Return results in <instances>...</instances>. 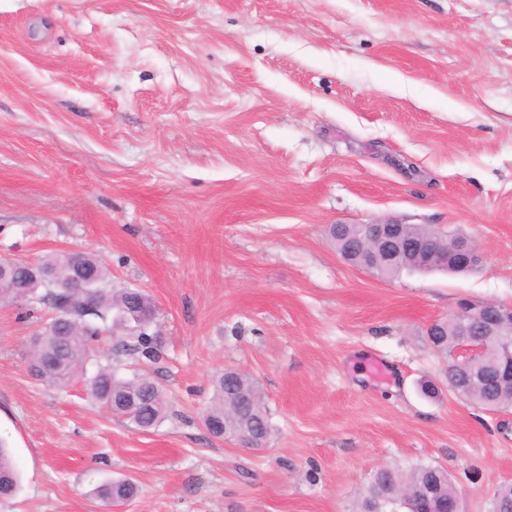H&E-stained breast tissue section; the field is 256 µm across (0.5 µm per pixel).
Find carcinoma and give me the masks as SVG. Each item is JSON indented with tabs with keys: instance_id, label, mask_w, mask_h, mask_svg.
Here are the masks:
<instances>
[{
	"instance_id": "carcinoma-1",
	"label": "carcinoma",
	"mask_w": 512,
	"mask_h": 512,
	"mask_svg": "<svg viewBox=\"0 0 512 512\" xmlns=\"http://www.w3.org/2000/svg\"><path fill=\"white\" fill-rule=\"evenodd\" d=\"M81 260L91 270L93 287L79 291L59 287L66 280L71 262ZM50 272L52 280L34 284L29 288H0V297L34 299L53 310L54 316L45 324L42 331L33 336L34 354L31 359L33 374L49 386H68L77 380H84L90 398L100 403L116 416L126 418L141 430L155 428L163 419L166 406L165 393L161 386L149 377L133 374L120 377L109 366L98 368L96 373L87 376V363L96 355L95 342L106 331V322L114 317L119 322H134L139 327L134 351L139 357L150 362L159 358L156 338L147 333V325L152 314L137 317L138 311L135 289L114 291L108 288V273L98 257L90 253L81 255L65 252L40 263ZM72 320H83L84 330L78 336L62 334L59 315ZM448 389L465 396L479 405L495 402L490 389L469 383L470 375L451 362L448 365ZM245 395L244 414L251 421L253 432L263 443L270 434L268 410L259 384L252 377L240 373L233 376L219 374L213 380V396L203 414V421L220 422L224 411L232 408L240 395ZM497 403V402H495ZM512 407L509 400L497 403L496 409ZM394 481L410 490L403 500L402 507L407 512H417L420 491L430 483H435L438 497L453 503L460 491L452 482L448 471L441 467L423 465L410 474L393 468V474L377 470L370 477L358 502L355 512H385L389 501L388 483ZM18 490V473L8 454L6 443L0 441V497L9 498ZM135 485L125 479L111 481L101 487L99 495L105 504L114 498L128 500L135 494ZM490 512H512V485L500 487L491 500Z\"/></svg>"
}]
</instances>
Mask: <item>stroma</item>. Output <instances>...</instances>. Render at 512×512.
I'll use <instances>...</instances> for the list:
<instances>
[{"mask_svg":"<svg viewBox=\"0 0 512 512\" xmlns=\"http://www.w3.org/2000/svg\"><path fill=\"white\" fill-rule=\"evenodd\" d=\"M460 233L465 275L381 278L333 224ZM96 255L146 292L167 413L143 431L31 374L42 306L0 301V512H353L380 466L512 484V409L449 391L426 331L512 306V0H0V259ZM88 372H137L114 347ZM266 397L263 451L202 422L214 376ZM437 384L425 396L421 384ZM448 252L454 258L455 264L460 269H479L484 263V256L479 248L465 237L459 238L448 249L443 260L448 264ZM6 443L0 441V497H12L18 490V473L10 458ZM136 488L135 485L125 479V480H116L111 481L101 487L99 490V495L104 501L105 505H108L112 502L111 507L118 506L122 501L113 500L114 498H122L128 500L132 498L135 494Z\"/></svg>","mask_w":512,"mask_h":512,"instance_id":"35a3bbf8","label":"stroma"}]
</instances>
